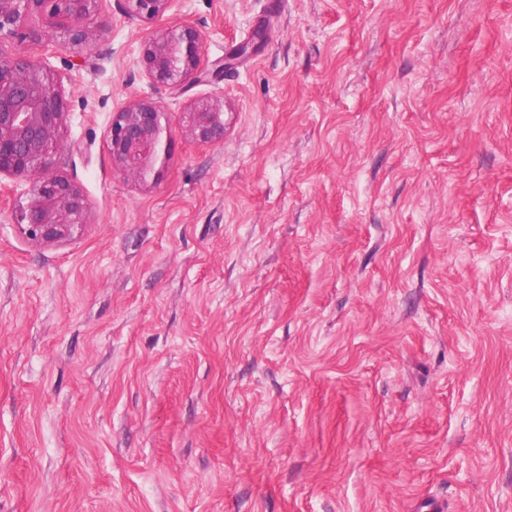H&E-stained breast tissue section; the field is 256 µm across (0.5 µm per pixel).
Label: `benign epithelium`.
<instances>
[{
  "instance_id": "1",
  "label": "benign epithelium",
  "mask_w": 512,
  "mask_h": 512,
  "mask_svg": "<svg viewBox=\"0 0 512 512\" xmlns=\"http://www.w3.org/2000/svg\"><path fill=\"white\" fill-rule=\"evenodd\" d=\"M100 0H0V38L37 44L46 28L64 32L75 47L88 44L90 24ZM130 16L153 21L174 0H127ZM140 65L149 84L174 89L185 80L206 76L202 35L191 26L160 29L144 44ZM161 102L143 98L113 113L107 147L113 162L129 176L158 179L167 143ZM67 102L59 76L47 65L18 56L0 62V176L25 182V204L18 215L20 232L30 242L52 247L79 236L87 224L88 201L57 171L65 145ZM185 134L198 144L224 141V96L193 102Z\"/></svg>"
}]
</instances>
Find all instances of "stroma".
<instances>
[{
    "mask_svg": "<svg viewBox=\"0 0 512 512\" xmlns=\"http://www.w3.org/2000/svg\"><path fill=\"white\" fill-rule=\"evenodd\" d=\"M128 8L0 40L62 76L89 202L37 247L0 178V512H512V0ZM185 24L216 70L153 88L141 45ZM147 97L154 181L106 143ZM130 16L142 21H153L172 7L174 0H127ZM187 114L185 134L198 144L224 141V96L214 94L193 102Z\"/></svg>",
    "mask_w": 512,
    "mask_h": 512,
    "instance_id": "35a3bbf8",
    "label": "stroma"
}]
</instances>
